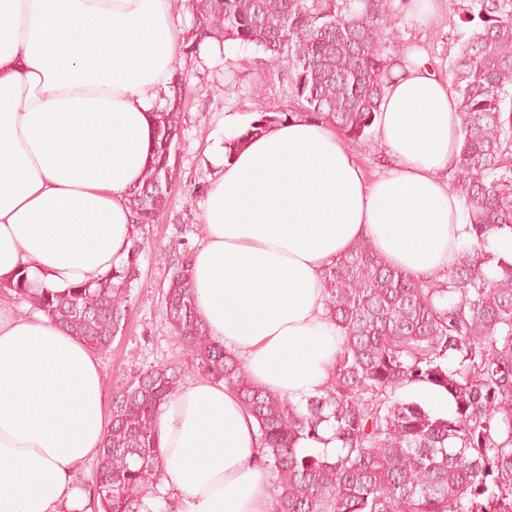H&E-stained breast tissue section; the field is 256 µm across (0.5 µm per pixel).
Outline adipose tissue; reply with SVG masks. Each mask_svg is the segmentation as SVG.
Masks as SVG:
<instances>
[{
  "label": "adipose tissue",
  "mask_w": 512,
  "mask_h": 512,
  "mask_svg": "<svg viewBox=\"0 0 512 512\" xmlns=\"http://www.w3.org/2000/svg\"><path fill=\"white\" fill-rule=\"evenodd\" d=\"M176 52L170 0H0V288L19 270L62 292L126 259L129 192L141 183ZM238 141L206 203L190 282L210 337L251 383L299 402L321 395L341 353L323 271L369 241L412 277L467 245L445 176L458 103L415 57L384 91L367 179L336 129L295 116ZM101 362L47 316L0 307V512H84L77 472L110 428ZM159 483L174 512H270L257 427L223 383L187 384L155 418Z\"/></svg>",
  "instance_id": "ef3b65f1"
}]
</instances>
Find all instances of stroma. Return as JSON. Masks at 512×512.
Listing matches in <instances>:
<instances>
[{
	"instance_id": "stroma-1",
	"label": "stroma",
	"mask_w": 512,
	"mask_h": 512,
	"mask_svg": "<svg viewBox=\"0 0 512 512\" xmlns=\"http://www.w3.org/2000/svg\"><path fill=\"white\" fill-rule=\"evenodd\" d=\"M392 6L401 12V43L420 52L437 76L451 81L450 62L459 40L468 34L459 20L461 0H433L432 11L422 17L402 12L401 0H393ZM180 68L185 100L181 134L171 157L175 180L169 203L156 223L146 227L148 246L140 257L141 279L125 329L111 351L98 355L110 397L158 365L181 370L183 383L196 381L192 357L166 318L162 293L169 272L159 255L181 237L195 245L202 241L207 192L222 174L213 155L224 144L225 116L236 114L250 122L261 109L303 110L292 93L289 74L269 66L254 46L204 42Z\"/></svg>"
}]
</instances>
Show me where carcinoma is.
Wrapping results in <instances>:
<instances>
[{
  "mask_svg": "<svg viewBox=\"0 0 512 512\" xmlns=\"http://www.w3.org/2000/svg\"><path fill=\"white\" fill-rule=\"evenodd\" d=\"M463 2L471 33L451 62L462 136L451 188L473 241L448 272L424 280L384 264L365 240L324 270V306L343 345L322 395L300 407L255 387L198 315L189 288L194 247L180 240L161 257L173 269L163 294L167 319L192 368L233 390L257 423L274 512H512V263L498 264L494 275L486 269L489 236L512 230V0ZM188 8L196 41L261 49L267 64L290 74L304 115L354 146L376 121L392 68L406 60L391 0H188ZM179 73L155 112L152 158L131 193L136 229L155 223L171 194ZM292 117L260 110L244 137ZM146 247L133 234L127 258L94 288L40 289L22 270L11 291L107 352L127 324ZM414 383L447 391L452 415L437 417L397 396ZM180 384L179 372L160 365L113 397L92 479L103 512H151L155 417ZM327 426L340 443L334 458L297 448L302 439L324 442Z\"/></svg>",
  "mask_w": 512,
  "mask_h": 512,
  "instance_id": "obj_1",
  "label": "carcinoma"
}]
</instances>
